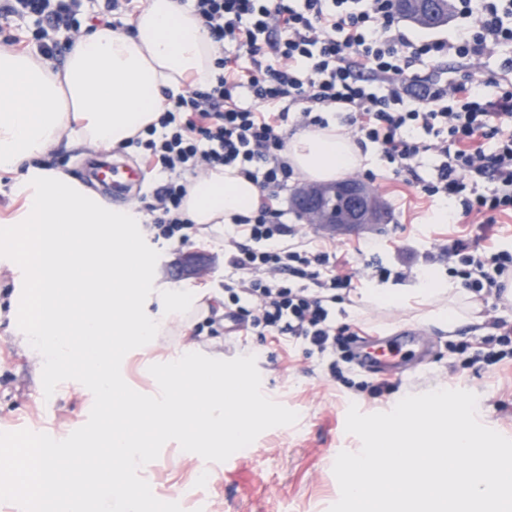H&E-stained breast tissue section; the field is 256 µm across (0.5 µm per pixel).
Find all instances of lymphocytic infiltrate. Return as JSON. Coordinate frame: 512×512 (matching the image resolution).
<instances>
[{
  "label": "lymphocytic infiltrate",
  "mask_w": 512,
  "mask_h": 512,
  "mask_svg": "<svg viewBox=\"0 0 512 512\" xmlns=\"http://www.w3.org/2000/svg\"><path fill=\"white\" fill-rule=\"evenodd\" d=\"M219 50L214 80L178 95L144 134L130 138L143 164L164 174L149 226L155 239L192 243L199 229L180 207L190 177L232 168L261 191L253 216L224 231V291L233 315L262 336L304 341L333 377L351 363L349 325L335 309L352 277L346 256L314 246L279 221L280 190L293 176L288 122L325 129L328 113L359 144L377 146L395 173L408 172L421 197L446 203L448 221L491 227L512 219V0H453L461 18L449 36L417 38L392 0H191ZM79 0H7L0 13L36 26L38 59L63 52L58 31L80 29ZM499 56V73L429 80L422 67L466 66ZM435 155L432 173L415 172ZM450 278L480 300L512 279V247H450Z\"/></svg>",
  "instance_id": "obj_1"
}]
</instances>
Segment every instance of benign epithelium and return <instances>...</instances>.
I'll return each instance as SVG.
<instances>
[{
  "mask_svg": "<svg viewBox=\"0 0 512 512\" xmlns=\"http://www.w3.org/2000/svg\"><path fill=\"white\" fill-rule=\"evenodd\" d=\"M293 205L301 220L314 227L336 224H366L376 221L380 206L372 191L358 180H349L343 203L336 205V191L324 185L304 184L293 195Z\"/></svg>",
  "mask_w": 512,
  "mask_h": 512,
  "instance_id": "obj_1",
  "label": "benign epithelium"
}]
</instances>
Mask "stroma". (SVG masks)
<instances>
[{
	"instance_id": "35a3bbf8",
	"label": "stroma",
	"mask_w": 512,
	"mask_h": 512,
	"mask_svg": "<svg viewBox=\"0 0 512 512\" xmlns=\"http://www.w3.org/2000/svg\"><path fill=\"white\" fill-rule=\"evenodd\" d=\"M100 147H73L61 139L45 163L74 179H82L86 159L103 155ZM364 163L353 176L370 184L386 209L378 228L359 234L336 236L337 251L360 246L346 267L352 273L351 292L336 306L337 324L359 326L367 332L394 334L406 326L424 328L434 346L432 363L412 376L393 377L389 392L379 396L358 392L366 381L358 369L343 378L330 377L316 358L308 357L303 341L286 336L273 338L248 330L240 336L224 332V227L215 236L178 247L152 241L160 253L154 285L196 288L208 300V311L173 325L170 335L154 344L132 350L123 361V378L137 392H153L157 383L150 365L181 347L229 360L252 354L262 377V391L272 400L298 413L297 422L263 432L250 446L234 453L232 468L211 464L207 483H199L200 459L190 457L176 442L164 445L160 456L141 469L156 498L176 502L184 512H328L340 491L333 464L340 451H359L360 440L345 431L346 413L357 405L366 414L391 410L409 394L435 389H463L478 397L477 416L485 426L512 438V365L469 364L460 345L484 346L492 330L485 311L459 306L461 321L454 329L432 321V304L416 297L381 306L364 293L373 279L360 277L363 265L382 260L397 274L390 287H411L425 272L448 278V250L460 236L476 237L477 225L466 227L438 219L437 205L420 202L415 190L394 175L374 146L363 148ZM194 253L210 267L207 276L181 275L172 282L170 273L183 253ZM19 286L16 271L0 264V432L27 429L56 439L67 437L84 425L93 405L84 386L74 380L60 383L52 397L43 393V362L23 343L8 317Z\"/></svg>"
}]
</instances>
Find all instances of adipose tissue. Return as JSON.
Instances as JSON below:
<instances>
[{
  "mask_svg": "<svg viewBox=\"0 0 512 512\" xmlns=\"http://www.w3.org/2000/svg\"><path fill=\"white\" fill-rule=\"evenodd\" d=\"M214 58V44L186 0H149L128 33L96 27L74 42L58 72L0 49V170H17L65 134L76 146L125 144L164 111L163 89L179 91L187 76L208 85L216 74ZM75 119L82 120L81 129H72ZM287 156L318 182L363 163L355 145L332 127L294 135ZM257 198L253 182L218 167L191 180L180 212L194 224H227L250 215Z\"/></svg>",
  "mask_w": 512,
  "mask_h": 512,
  "instance_id": "ef3b65f1",
  "label": "adipose tissue"
}]
</instances>
